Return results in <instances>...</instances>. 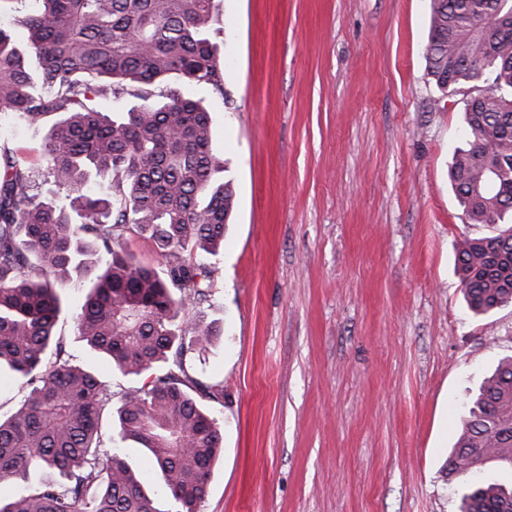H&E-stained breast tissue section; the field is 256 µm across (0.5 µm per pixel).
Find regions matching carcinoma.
Returning <instances> with one entry per match:
<instances>
[{
	"mask_svg": "<svg viewBox=\"0 0 512 512\" xmlns=\"http://www.w3.org/2000/svg\"><path fill=\"white\" fill-rule=\"evenodd\" d=\"M6 9L0 118L56 121L43 167L0 145V375L24 392L0 413V487L18 486L0 496V512H199L223 447L207 403L224 390L192 376L187 354L213 332L181 310L206 298L234 193L204 99L183 89L224 98L217 0H0ZM424 58L442 94L470 95L468 148L451 180L469 223L497 224L512 213V0H431ZM488 162L499 169L493 184ZM48 178L63 196L40 198ZM104 178L106 195L88 191ZM129 231L154 243L167 276L129 250ZM190 249L199 251L191 264ZM456 259L473 313L512 302V226L463 236ZM59 277L87 286L79 336L140 386L111 392L72 363L56 334ZM114 398L118 441L147 454L167 509L122 448L103 447ZM487 460L512 470V357L469 406L446 478L469 480ZM460 512H512V487L480 480Z\"/></svg>",
	"mask_w": 512,
	"mask_h": 512,
	"instance_id": "obj_1",
	"label": "carcinoma"
}]
</instances>
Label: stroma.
<instances>
[{"label":"stroma","mask_w":512,"mask_h":512,"mask_svg":"<svg viewBox=\"0 0 512 512\" xmlns=\"http://www.w3.org/2000/svg\"><path fill=\"white\" fill-rule=\"evenodd\" d=\"M430 0H221L225 99L212 149L236 191L189 354L224 388L225 429L200 512H459L445 463L471 394L512 356V305L466 307L455 269L469 223L449 179L463 97L426 73ZM46 123L0 139L43 159ZM75 364L127 386L75 319Z\"/></svg>","instance_id":"obj_1"}]
</instances>
